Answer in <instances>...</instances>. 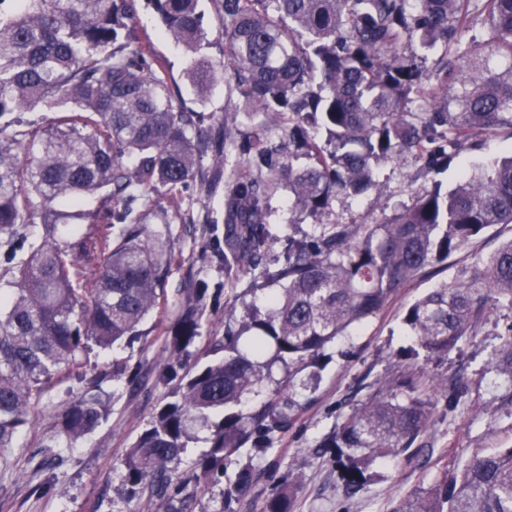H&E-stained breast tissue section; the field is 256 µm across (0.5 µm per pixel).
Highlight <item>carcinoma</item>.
Masks as SVG:
<instances>
[{"label":"carcinoma","mask_w":512,"mask_h":512,"mask_svg":"<svg viewBox=\"0 0 512 512\" xmlns=\"http://www.w3.org/2000/svg\"><path fill=\"white\" fill-rule=\"evenodd\" d=\"M0 0V448H10L55 377L107 349L167 302L168 214L151 193L193 184L224 192V272L253 276L238 295L248 319L224 323V355L197 370L161 372L175 383L121 465L131 500L192 494L178 475L195 427L210 430L203 477L238 471L225 512L253 483L242 449L288 433L327 345L378 315L393 295L497 224H512V156L437 183L380 220L347 223L338 202L377 185L379 167L411 159L422 177L463 151L512 130V0H216L222 60L196 56L206 40L199 0H150L165 32L195 54L189 76L206 91L219 74L240 103L202 128L175 103L162 59L132 44L139 0ZM483 27L485 40L462 32ZM439 51L431 68L427 52ZM418 111H412V105ZM40 109L52 118L30 119ZM283 119L277 143L243 122ZM211 165L203 166L204 156ZM305 162L297 163L298 156ZM288 190L289 211H328L302 238L274 250L269 201ZM96 274L86 286L84 274ZM263 293V307L256 296ZM251 301H246V296ZM208 289L186 290L169 340L179 357L201 336ZM512 311V241L412 303L403 322L410 359H438L474 335L486 310ZM493 366L509 382L512 329ZM259 400L241 409L250 396ZM109 396H75L59 416L74 441L93 430ZM431 420L427 383L410 373L377 390L327 436L349 493L370 465L411 451ZM296 492L275 488L261 512H291ZM389 512H512V448L476 455L440 482L392 502Z\"/></svg>","instance_id":"carcinoma-1"}]
</instances>
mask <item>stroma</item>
I'll return each instance as SVG.
<instances>
[{
  "instance_id": "1",
  "label": "stroma",
  "mask_w": 512,
  "mask_h": 512,
  "mask_svg": "<svg viewBox=\"0 0 512 512\" xmlns=\"http://www.w3.org/2000/svg\"><path fill=\"white\" fill-rule=\"evenodd\" d=\"M133 32L137 41L165 60L180 104L208 115L223 112L228 105L224 80L198 94L186 73L187 52L164 36L149 0H141ZM510 154L512 133L505 131L455 158L440 179L455 185L471 165ZM421 186L414 165L382 166L377 188L346 205L343 216L356 223L369 214L381 216L385 206L410 202ZM203 209L210 223L185 225L176 219L170 226L172 274L164 314L144 322L133 344L92 347L79 374L54 378L33 408L27 429L11 448L0 449V512H138L139 502L123 495L120 461L169 391L158 376L169 354L167 333L177 319L183 288L202 279L222 291L218 300L207 304L202 336L181 354L186 365H196L203 349L222 338L228 316L244 315L236 295L247 287L248 277L228 279L222 266L201 257L203 246L224 238L221 195L205 200ZM510 240L512 224L489 229L438 271L401 288L382 313L328 347L319 377L307 392L310 402L288 434L268 447L246 449L244 458L251 461L258 479L236 512H260L264 498L280 484L298 486L294 512H387L390 501L433 484L475 453L512 447V403L504 400L507 384L492 364L503 334L512 326V311L489 310L476 334L464 338L446 358L410 361L402 354L410 344L403 323L406 309L439 282L453 280L478 257ZM116 357L137 371V386L113 376ZM411 367L439 381L429 393L432 418L422 438L424 448L414 456L372 466L363 490L347 497L335 451L323 447L322 441L369 393L401 380ZM92 380L109 394L108 412L94 430L67 441L58 433V415Z\"/></svg>"
}]
</instances>
